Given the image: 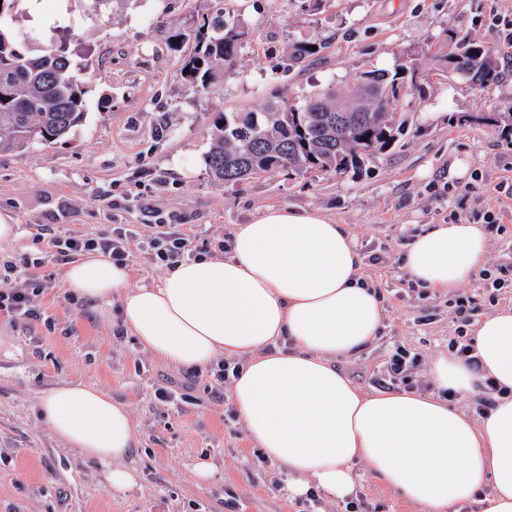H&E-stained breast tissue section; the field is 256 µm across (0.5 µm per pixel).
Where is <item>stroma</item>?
I'll list each match as a JSON object with an SVG mask.
<instances>
[{
  "instance_id": "stroma-1",
  "label": "stroma",
  "mask_w": 512,
  "mask_h": 512,
  "mask_svg": "<svg viewBox=\"0 0 512 512\" xmlns=\"http://www.w3.org/2000/svg\"><path fill=\"white\" fill-rule=\"evenodd\" d=\"M36 0H19L13 30L31 57L65 48L87 64L86 115L50 144L0 154V213L18 226L0 258L35 252V234L101 235L115 224L162 219L195 235L206 254L221 255L235 228L265 208L317 209L353 234L361 275L382 299L378 340L336 367L368 393L384 392L386 363L398 346L418 362V392H433L430 361L457 336L458 301L478 316L512 306L490 302L480 276L450 290L421 288L401 271L402 253L432 224H482L487 269L512 265V45L497 33L512 19V0H59L56 12L32 16ZM228 12L249 30L234 71L217 68L207 92L189 85L182 67L194 50L184 33ZM492 48L499 80L488 90L448 80L426 62L421 91L394 105L404 130L361 170H303L236 183L214 182L206 153L219 112H260L275 96L299 101L333 87L348 90L359 72L394 70L408 56L447 49L464 36ZM319 44L297 61L294 44ZM66 262L41 269L36 302L51 326L0 315V512H344L341 502L288 496L285 469L247 438L231 399L209 394L210 371L170 367L127 336L119 310L72 297ZM63 381L96 386L126 403L137 443L126 459L137 484L114 494L105 468L58 440L40 413L45 393ZM174 392L176 401L156 391ZM219 472L197 483L198 461ZM355 497L362 512H416L364 466Z\"/></svg>"
}]
</instances>
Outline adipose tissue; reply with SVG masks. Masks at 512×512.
Listing matches in <instances>:
<instances>
[{"label":"adipose tissue","instance_id":"adipose-tissue-1","mask_svg":"<svg viewBox=\"0 0 512 512\" xmlns=\"http://www.w3.org/2000/svg\"><path fill=\"white\" fill-rule=\"evenodd\" d=\"M486 254L476 225L439 224L407 246L402 270L418 285L449 290L469 281ZM361 265L346 225L281 206L238 225L229 256L179 263L158 284L130 287L128 267L100 253L69 265L64 281L75 298L119 301L125 330L170 367L239 359L235 411L255 448L285 468L289 497L314 490L347 501L360 462L420 512H449L486 483L485 512H512V307L478 322L480 370L440 356L429 367L435 393H367L333 365L382 328V301L362 283ZM487 377L503 393L484 418L439 396L472 397ZM41 415L66 446L105 465L114 492L135 486L124 464L136 443L126 404L63 383L44 395Z\"/></svg>","mask_w":512,"mask_h":512}]
</instances>
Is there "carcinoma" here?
<instances>
[{"label": "carcinoma", "instance_id": "cac0c4a2", "mask_svg": "<svg viewBox=\"0 0 512 512\" xmlns=\"http://www.w3.org/2000/svg\"><path fill=\"white\" fill-rule=\"evenodd\" d=\"M17 0H0V153L23 150L36 143H52L85 118L84 67L74 65L66 50L47 47L39 56L21 52L7 20L13 18ZM249 30L238 21L203 22L182 40L194 39V50L183 65L191 87L206 90L214 75L213 63L225 70L236 64ZM466 57L463 73L453 61ZM442 72L465 80L481 90L498 80V60L482 41L471 36L458 40L455 50L441 54ZM419 63L412 59L394 71L367 70L359 74L345 102L329 88L304 98L267 106L262 112H222L217 133L206 154L209 174L218 181L236 182L282 171L319 169L344 173L360 170L364 160L385 151L401 134L392 112H381L373 96L385 93L390 102L421 91L415 82Z\"/></svg>", "mask_w": 512, "mask_h": 512}]
</instances>
